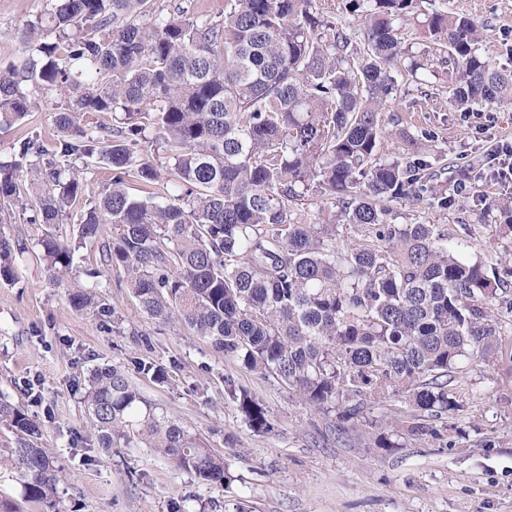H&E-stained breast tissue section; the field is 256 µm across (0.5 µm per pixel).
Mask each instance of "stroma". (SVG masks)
I'll use <instances>...</instances> for the list:
<instances>
[{
  "instance_id": "1",
  "label": "stroma",
  "mask_w": 512,
  "mask_h": 512,
  "mask_svg": "<svg viewBox=\"0 0 512 512\" xmlns=\"http://www.w3.org/2000/svg\"><path fill=\"white\" fill-rule=\"evenodd\" d=\"M53 0H0V66L21 55L17 33L50 12ZM424 10L466 14L485 21L483 49L496 67L512 69V0H423ZM400 106L387 115L415 135L434 137L431 162L457 179L471 166L454 205L440 209L399 198L395 224H440L469 260L504 271L512 265V238L481 218L477 198L492 204L512 189L490 182L497 166L492 147L512 143V104L480 107L479 125L435 109L417 84L401 85ZM22 124L0 132V158L17 140L59 138L55 115L65 102L38 94ZM99 292L115 312L102 319L72 310L65 291L27 252L18 280L0 282V395L42 424L59 474L55 504L21 499L9 473H0V498L22 512H512V337L494 367L468 363L459 407L421 437L403 434L412 408L403 398L368 404L340 431L336 414L321 413L285 385L242 368L186 328L148 319L124 273L103 269ZM165 368L166 382L141 373L136 359ZM123 369L142 396L179 419L206 447L224 455L228 488L198 482L148 448L103 453L90 433L84 393L93 369ZM265 405L273 429L254 432L224 397L227 383ZM389 434L397 446L376 444Z\"/></svg>"
}]
</instances>
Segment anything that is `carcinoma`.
Returning <instances> with one entry per match:
<instances>
[{"label": "carcinoma", "instance_id": "obj_1", "mask_svg": "<svg viewBox=\"0 0 512 512\" xmlns=\"http://www.w3.org/2000/svg\"><path fill=\"white\" fill-rule=\"evenodd\" d=\"M420 3L350 0L356 43L341 28L322 34L314 0H224L218 21L181 3L164 14L152 0H54L21 31L22 59L0 67V130L33 111L35 85L65 95L61 136L21 139L0 159V214L29 211L26 223L42 226L37 250L74 310L111 315L81 279L99 271L80 268L59 224L124 272L149 318L190 328L345 423L396 392L416 411L406 434L429 432L420 417L458 407L459 365L495 362L512 332V289L463 259L440 225L389 222L401 197L455 202L444 168L383 115L398 77L424 85L419 72L434 75L428 50L404 47ZM485 27L444 11L418 23L448 65L450 106L512 103V70L481 52ZM96 113L112 125L84 119ZM388 138L403 155L382 157ZM148 150L172 161L163 198ZM91 160L111 171L98 192ZM310 193L331 205L312 223L301 210ZM26 249L0 234L1 281H15ZM225 396L253 431L272 429L248 390L229 381ZM84 402L102 451L151 448L204 484L227 483L224 456L118 367L94 369ZM0 423L13 434L0 468L24 500L52 502L58 478L40 424L6 399Z\"/></svg>", "mask_w": 512, "mask_h": 512}]
</instances>
